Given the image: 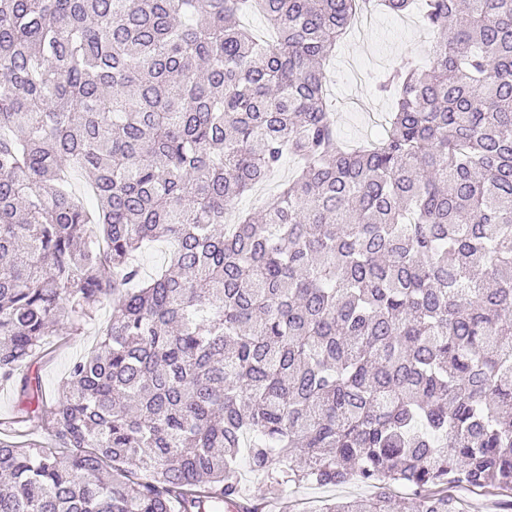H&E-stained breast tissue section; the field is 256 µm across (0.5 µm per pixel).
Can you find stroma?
I'll return each mask as SVG.
<instances>
[{
    "label": "stroma",
    "instance_id": "obj_1",
    "mask_svg": "<svg viewBox=\"0 0 512 512\" xmlns=\"http://www.w3.org/2000/svg\"><path fill=\"white\" fill-rule=\"evenodd\" d=\"M434 37L418 13L396 16L376 14L363 31L350 32L327 65L326 93L333 103L336 131L342 142L353 145L378 137L391 99L379 90L385 74L401 59L429 64ZM97 343L96 325L51 339L50 355L31 370L43 392L51 394L68 374L72 361L90 352ZM246 491L263 504L262 512H316L327 499L356 500L374 494L372 485L353 481L341 486L305 485L270 488L242 468Z\"/></svg>",
    "mask_w": 512,
    "mask_h": 512
}]
</instances>
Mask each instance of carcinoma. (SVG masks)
<instances>
[{"label":"carcinoma","mask_w":512,"mask_h":512,"mask_svg":"<svg viewBox=\"0 0 512 512\" xmlns=\"http://www.w3.org/2000/svg\"><path fill=\"white\" fill-rule=\"evenodd\" d=\"M364 2L0 0V380L28 397L48 338L112 308L0 431V512H260L243 456L407 490L320 512L512 497V0H422L430 65L348 147L325 64ZM294 167V160L292 158H286L283 161L279 171L269 182H267L268 184L263 189L244 194L235 200L233 206L235 210L239 212L258 210L266 198L277 192L278 185L282 180L287 178L288 175H291ZM168 250L165 243H154L146 247L139 255L142 271L146 275L153 273L164 262Z\"/></svg>","instance_id":"carcinoma-1"}]
</instances>
